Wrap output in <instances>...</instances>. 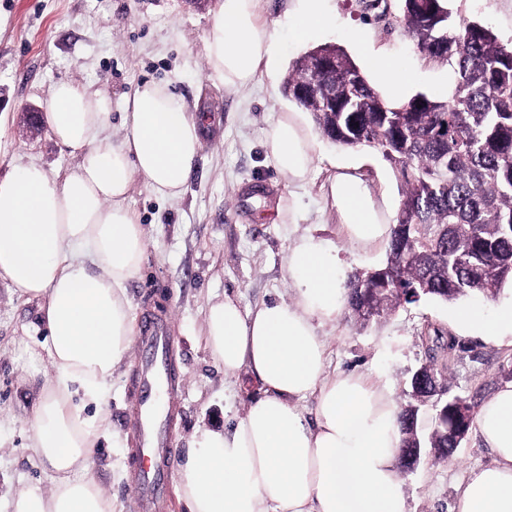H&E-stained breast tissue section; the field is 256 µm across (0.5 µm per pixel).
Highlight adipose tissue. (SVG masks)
<instances>
[{
	"mask_svg": "<svg viewBox=\"0 0 512 512\" xmlns=\"http://www.w3.org/2000/svg\"><path fill=\"white\" fill-rule=\"evenodd\" d=\"M261 2L220 0L206 56L225 87H248L277 65ZM359 49L390 101L411 97L418 74L368 42ZM129 107L126 134L115 142L106 134L109 96L55 84L44 117L57 142L78 153V163L60 180L34 164L0 179V280L18 296L43 299L40 322L54 370L28 421L30 448L52 487L16 491L11 512H112L89 467L95 430L85 406L103 399L134 340L126 288L142 272L145 229L124 201L137 177L156 196L179 198L202 147L198 118L167 86L141 84ZM264 145L288 181L304 180L313 167L296 116L271 123ZM330 192L349 245L367 248L388 234L359 177L338 175ZM287 264L293 301L252 309L228 297L208 303L205 341L213 358L225 374L247 370L261 395L223 430L197 433L177 462L187 512H408L392 391L356 371L326 372L317 328L344 304L336 257L308 239L289 249ZM456 324L499 345L512 340V307L490 321L464 309ZM309 395L310 419L298 406ZM474 428L493 461L469 472L452 512H512V384L483 401Z\"/></svg>",
	"mask_w": 512,
	"mask_h": 512,
	"instance_id": "1",
	"label": "adipose tissue"
}]
</instances>
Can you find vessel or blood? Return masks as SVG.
<instances>
[{
    "label": "vessel or blood",
    "mask_w": 512,
    "mask_h": 512,
    "mask_svg": "<svg viewBox=\"0 0 512 512\" xmlns=\"http://www.w3.org/2000/svg\"><path fill=\"white\" fill-rule=\"evenodd\" d=\"M139 342L142 362L134 381L139 396L134 420L140 442L134 460V478L146 512H156L167 497L169 477L164 464L169 453L166 419L157 396L176 383L167 323L151 313L141 316Z\"/></svg>",
    "instance_id": "obj_1"
}]
</instances>
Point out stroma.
I'll use <instances>...</instances> for the list:
<instances>
[{
  "instance_id": "stroma-1",
  "label": "stroma",
  "mask_w": 512,
  "mask_h": 512,
  "mask_svg": "<svg viewBox=\"0 0 512 512\" xmlns=\"http://www.w3.org/2000/svg\"><path fill=\"white\" fill-rule=\"evenodd\" d=\"M331 25L302 44L290 40L291 0H265L264 16L282 52L277 72L252 86L229 89L210 73L205 40L216 0L197 8L190 0H0V178L35 163L61 179L79 157L61 146L47 126L29 132L25 112L44 107L53 86L70 81L112 100L113 141H120L121 111L147 81L167 85L189 109L205 116L202 148L183 196L165 200L134 178L124 201L148 232L143 274L126 290L133 317L154 310L167 320L172 361L182 385L175 398L179 413L170 427V446L180 454L202 428L223 429L259 397L247 371L225 375L204 338L210 299L228 296L242 307L269 300H293L288 249L303 238L335 251L340 277L372 268L386 258L385 246L364 251L344 242L329 186L350 171L371 189L386 219L402 201L396 171L380 152L344 148L326 140L309 113L301 119L316 157L303 183L285 181L264 146L263 131L281 113L297 110L282 92L293 61L310 49L332 44L357 55L354 38L367 30L374 49L395 56L420 73L416 92L448 94L446 67L421 57L398 14L365 17L359 0H326ZM450 21H481L512 44V0H448ZM41 300L13 294L0 281V512L28 485L49 479L29 448L27 418L43 394L52 367L43 347ZM468 306L493 319L512 305V293L489 299L475 294L448 303L432 299L400 307L363 327L345 317L325 323L327 370H356L386 383L398 406L409 401L408 381L428 360L424 338L433 329L455 330V312ZM447 364L450 394L475 403L507 384L502 366L512 362L511 345H489L459 336ZM132 348L114 373L112 388L99 406L91 467L112 501V512H140L130 477L134 446L131 380L140 361ZM489 449L467 435L452 457L425 451L417 467L400 474V490L410 512H450L468 472L491 462Z\"/></svg>"
}]
</instances>
